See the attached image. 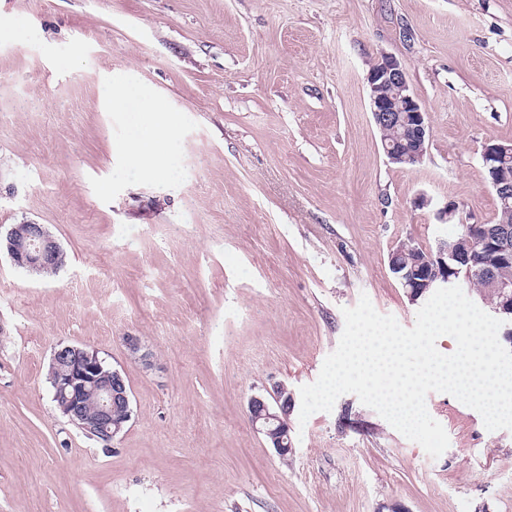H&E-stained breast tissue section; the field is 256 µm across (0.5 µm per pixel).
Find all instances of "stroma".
<instances>
[{
  "instance_id": "stroma-1",
  "label": "stroma",
  "mask_w": 512,
  "mask_h": 512,
  "mask_svg": "<svg viewBox=\"0 0 512 512\" xmlns=\"http://www.w3.org/2000/svg\"><path fill=\"white\" fill-rule=\"evenodd\" d=\"M12 23L0 232L45 225L67 258L46 278L0 252V512H512V430L449 394L426 397L449 436L436 458L353 394L304 422L292 406L284 460L248 414L316 381L360 296L415 325L398 243L493 222L481 151L512 141V0H0ZM384 53L428 111L410 169L368 106ZM129 72L180 117L176 185L116 149L130 120L101 87ZM60 343L126 378L111 446L53 402Z\"/></svg>"
}]
</instances>
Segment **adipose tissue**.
Returning a JSON list of instances; mask_svg holds the SVG:
<instances>
[{
    "label": "adipose tissue",
    "instance_id": "adipose-tissue-1",
    "mask_svg": "<svg viewBox=\"0 0 512 512\" xmlns=\"http://www.w3.org/2000/svg\"><path fill=\"white\" fill-rule=\"evenodd\" d=\"M104 96L113 111L127 113L132 119L131 135L122 147L131 162L130 173L177 183L180 167L173 132L179 123L178 115L131 74L106 79Z\"/></svg>",
    "mask_w": 512,
    "mask_h": 512
}]
</instances>
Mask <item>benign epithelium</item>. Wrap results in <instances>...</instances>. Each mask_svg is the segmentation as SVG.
<instances>
[{"label": "benign epithelium", "mask_w": 512, "mask_h": 512, "mask_svg": "<svg viewBox=\"0 0 512 512\" xmlns=\"http://www.w3.org/2000/svg\"><path fill=\"white\" fill-rule=\"evenodd\" d=\"M367 83L373 120L389 133L390 141L383 143L388 162L400 168L421 163L430 137L428 113L411 90L406 69L394 56L383 54L369 70ZM511 156L512 143L488 142L482 147V162L489 168H502V162ZM491 187L503 208L512 211V184L494 179ZM6 249L15 265L33 273L57 266L64 259L60 244L42 224L13 225L6 235ZM406 253V243H399L390 253L389 265L399 272L397 278L411 297L417 299L432 288L467 281L476 273L496 288L495 295L484 301L494 312L512 319V281L498 275L501 268L512 266L511 227L502 226L492 237L485 225L467 224L460 237L438 240L435 252L407 270L397 261ZM464 253L473 263L462 273L451 268V262ZM124 343L144 367L153 366L151 352L138 337L126 336ZM104 363L94 349L61 343L53 350L50 371L54 376V399L63 415L83 433L109 447L124 433L132 408L125 377L117 369L104 370ZM292 403L293 394L284 385L275 389L273 402L254 396L248 403L252 425L282 458L291 452L285 447L284 432Z\"/></svg>", "instance_id": "obj_1"}]
</instances>
